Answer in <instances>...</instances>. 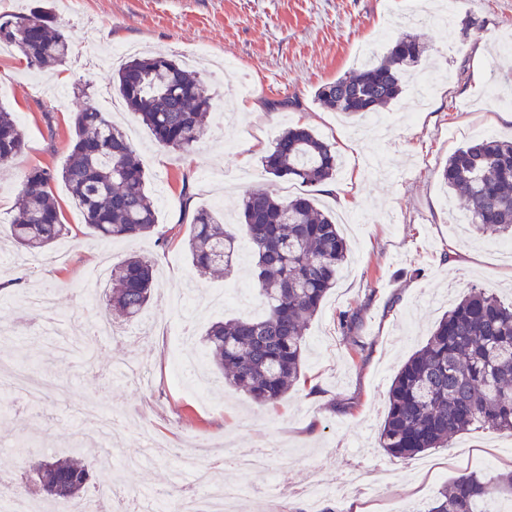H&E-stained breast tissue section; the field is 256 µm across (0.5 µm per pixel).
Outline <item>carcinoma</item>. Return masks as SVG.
<instances>
[{
    "label": "carcinoma",
    "mask_w": 512,
    "mask_h": 512,
    "mask_svg": "<svg viewBox=\"0 0 512 512\" xmlns=\"http://www.w3.org/2000/svg\"><path fill=\"white\" fill-rule=\"evenodd\" d=\"M0 45L19 52L37 69L66 61L70 42L56 25L50 0L27 14L0 15ZM426 47L398 37L377 63L320 86L317 101L346 115L364 116L396 101L403 80ZM114 88L151 131L158 145L189 152L205 133L212 97L198 74L163 56L133 59L119 69ZM74 144L61 170L33 169L21 182L9 234L37 255L62 234L61 212L51 184L62 180L84 221L101 238H134L152 232L156 206L136 147L112 117L87 105L74 114ZM24 133L13 114L0 110V169L19 155ZM267 174L315 186L336 176V152L312 130L290 126L265 156ZM448 189L464 201L472 224L512 238V141L485 139L458 148L441 172ZM241 223L249 239L254 276L263 306L259 317H233L213 324L205 342L228 383L260 406L282 400L299 380L305 327L336 283L347 244L333 218L311 197L288 200L257 188L243 198ZM188 249L202 273L240 261L236 234L214 213L200 209L192 220ZM115 282L109 308L139 317L150 303L153 266L130 256L110 269ZM359 311L339 313L337 328L350 337ZM389 407L379 447L393 458L411 459L473 430L512 432V303L474 288L435 325L425 345L400 368L389 388ZM42 490L74 503L90 480L88 466L69 456L39 463ZM512 495V473L461 476L444 486L426 512H494L488 504Z\"/></svg>",
    "instance_id": "carcinoma-1"
}]
</instances>
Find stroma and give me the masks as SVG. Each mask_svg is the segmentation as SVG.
<instances>
[{
    "instance_id": "obj_1",
    "label": "stroma",
    "mask_w": 512,
    "mask_h": 512,
    "mask_svg": "<svg viewBox=\"0 0 512 512\" xmlns=\"http://www.w3.org/2000/svg\"><path fill=\"white\" fill-rule=\"evenodd\" d=\"M442 0H54L58 24L69 35L65 65L29 68L17 51H0V108L12 112L25 147L0 174V276L14 286L0 292V324L13 328L14 352L33 373L63 385L35 400L0 388V468L12 473L0 496L21 493L51 506L32 487V465L84 449L91 480L82 496L102 486L151 497L174 488L180 472L169 451L192 448L226 455L231 448L280 447L295 482L320 476L339 483L360 466L365 490L328 497L325 512H423L447 482L469 473L512 471V433L478 430L451 438L414 459L389 457L377 446L387 413L388 389L405 360L424 345L453 301L481 288L512 298V255L505 238L477 229L441 178L449 156L479 138L512 139V113L491 106L489 83L512 91V54L500 53L512 37V0H457L449 28L432 21ZM93 29L102 50L155 48L193 65L213 106L207 131L188 153L158 146L148 129L117 97L111 69L85 58L82 33ZM411 34L428 51L399 100L378 113L389 124L384 141L364 133V117L322 107L324 83L382 58L399 36ZM208 49L232 61L252 87L232 96L224 78L198 56ZM112 102V119L133 129L144 162L146 190L155 202L154 233L103 244L86 226L64 183H52L67 244L58 261L30 265L8 241V225L21 180L35 168L61 169L73 147V114L98 97ZM52 120H45V110ZM301 125L332 144L338 157L336 193L265 173L263 159L285 128ZM263 188L285 199L309 194L341 219L349 258L305 331L301 376L277 405L261 408L206 364L210 387L201 398L173 380L177 354L206 353L204 336L216 322L261 311L251 274L249 241L237 217L246 193ZM344 193L347 207L336 205ZM223 215L240 236L242 260L231 275L200 274L187 249L196 210ZM130 253L155 270L153 300L135 321L113 315L117 329L135 325V340H112L100 358L51 353L53 336L41 333L43 315L20 305L38 289L51 294L68 322V335L105 308L109 282L94 302L76 286L103 262ZM361 309L352 338L336 329L339 312ZM124 410L127 425L111 445L93 446L85 412ZM274 467L248 473L227 465L214 481L237 493L235 512H306L305 501L277 499Z\"/></svg>"
}]
</instances>
